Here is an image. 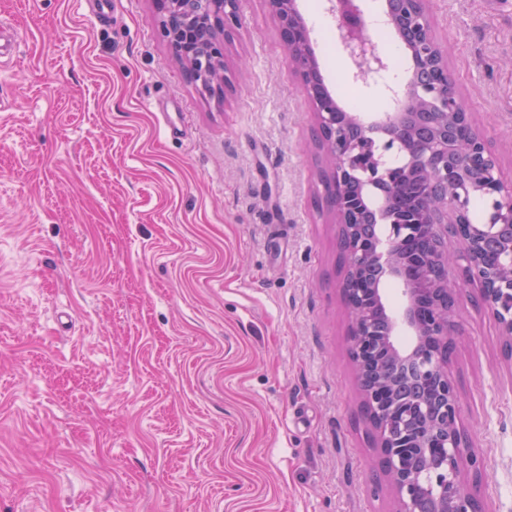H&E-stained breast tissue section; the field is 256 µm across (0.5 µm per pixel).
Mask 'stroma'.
<instances>
[{"mask_svg": "<svg viewBox=\"0 0 512 512\" xmlns=\"http://www.w3.org/2000/svg\"><path fill=\"white\" fill-rule=\"evenodd\" d=\"M340 105L326 0H296ZM512 182V0H427ZM225 91L187 80L154 0H0V512H394L350 348L312 105L268 0H238ZM448 372L512 512V353L473 298Z\"/></svg>", "mask_w": 512, "mask_h": 512, "instance_id": "1", "label": "stroma"}]
</instances>
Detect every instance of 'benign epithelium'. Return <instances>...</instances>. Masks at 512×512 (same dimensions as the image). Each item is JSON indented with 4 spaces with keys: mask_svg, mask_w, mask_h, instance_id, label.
Returning <instances> with one entry per match:
<instances>
[{
    "mask_svg": "<svg viewBox=\"0 0 512 512\" xmlns=\"http://www.w3.org/2000/svg\"><path fill=\"white\" fill-rule=\"evenodd\" d=\"M277 16L281 35L286 42L289 59L299 72L313 68L310 56L300 49L306 36V25L295 7V0H269ZM163 17V28L177 58L185 63L187 78L207 89L224 83V39L239 25L237 0H155ZM331 12L337 17V35L345 55L354 66L353 77L362 79L367 71H381L386 61L364 33V19L356 0H336ZM387 22L394 29L410 31L424 58L435 62L438 71L446 72L440 48L433 38L426 10L409 0L406 11L387 10ZM315 106L316 136L331 161V181L336 190L328 203L335 222L346 235L341 237L343 261L346 266L345 291L359 294L362 301L351 306L352 343L358 352L354 365L363 393V404L375 430V447L379 449L384 477L395 495V512H484L478 496L483 474L482 460L471 450L461 424V399L456 381L448 373V360L440 352L448 347L454 331L453 307L459 288L448 278L449 270L459 269L462 280L477 293L482 308L499 326L502 336L512 341V185L501 176L496 160L481 132L474 129L470 139L455 143L440 134L431 147L423 151L414 145L406 149L408 165L425 170L443 184L455 180L448 176V155L461 152L468 164L486 171L490 209L487 223L465 228L459 223L469 189L442 192L428 214L430 252L424 257L429 268L427 278L418 281L408 276L401 257L404 225H392L394 235L381 242H370L355 235L359 210L346 204L338 187L357 176L370 191L386 173L376 168L369 158L363 140H351L339 123L335 98L320 99L307 88ZM406 94L416 99L440 102L437 123L461 118L450 98L439 88L407 87ZM405 121L403 112H386L382 118L367 125L366 134L377 130L397 135ZM453 235L460 243L457 254L445 248V239ZM503 246L502 272L490 268L485 251ZM394 280L403 285L405 305L400 319L390 318L388 336L372 334L373 310L379 316L388 313L382 283ZM428 294L433 304L427 312L418 305L420 296ZM412 333L413 344L403 349L396 344L398 324ZM417 361L425 368V381L442 400L441 418L414 427L408 424L412 407L395 403L390 413L401 417L407 425L397 432L378 421L376 414L387 406L381 386L370 377H385L395 364Z\"/></svg>",
    "mask_w": 512,
    "mask_h": 512,
    "instance_id": "obj_1",
    "label": "benign epithelium"
}]
</instances>
